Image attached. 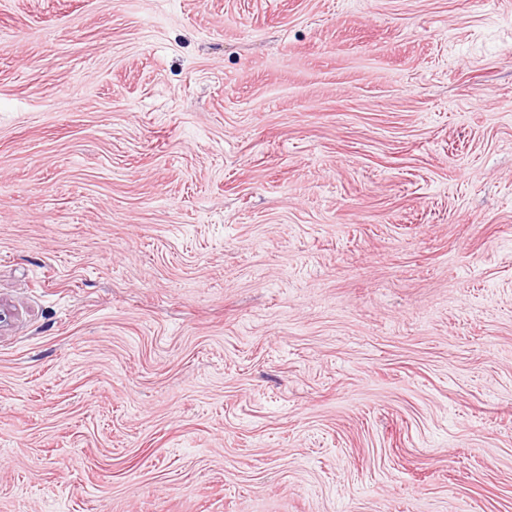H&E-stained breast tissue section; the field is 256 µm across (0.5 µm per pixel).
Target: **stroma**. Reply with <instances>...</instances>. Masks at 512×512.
<instances>
[{
	"label": "stroma",
	"mask_w": 512,
	"mask_h": 512,
	"mask_svg": "<svg viewBox=\"0 0 512 512\" xmlns=\"http://www.w3.org/2000/svg\"><path fill=\"white\" fill-rule=\"evenodd\" d=\"M0 512H512V0H0Z\"/></svg>",
	"instance_id": "1"
}]
</instances>
